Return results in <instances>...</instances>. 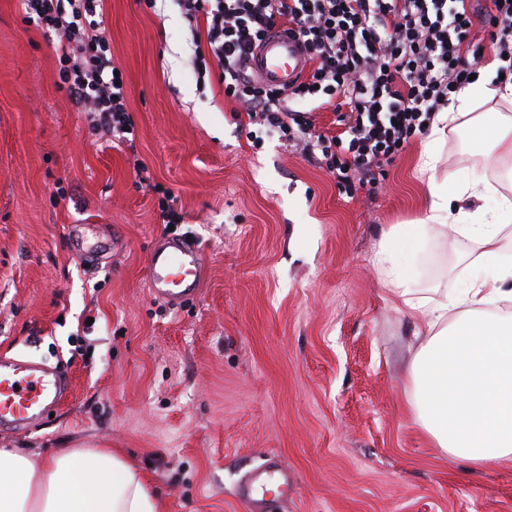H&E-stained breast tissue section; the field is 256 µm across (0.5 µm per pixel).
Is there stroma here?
I'll return each mask as SVG.
<instances>
[{
  "mask_svg": "<svg viewBox=\"0 0 512 512\" xmlns=\"http://www.w3.org/2000/svg\"><path fill=\"white\" fill-rule=\"evenodd\" d=\"M133 144L78 111L56 39L0 0V356L63 368L68 396L0 446L98 443L156 483L167 512H247L257 470H288L266 512H512V467L477 470L434 448L409 409L415 320L374 264L390 225L428 207L415 137L372 193L348 198L315 155L265 138L201 85L174 0H106ZM465 123L440 177L469 176ZM184 220L158 218L154 185ZM191 238L208 278L173 310L151 295L158 234ZM475 244L414 247L416 288L456 290Z\"/></svg>",
  "mask_w": 512,
  "mask_h": 512,
  "instance_id": "obj_1",
  "label": "stroma"
}]
</instances>
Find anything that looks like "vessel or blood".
I'll use <instances>...</instances> for the list:
<instances>
[{
  "label": "vessel or blood",
  "instance_id": "vessel-or-blood-1",
  "mask_svg": "<svg viewBox=\"0 0 512 512\" xmlns=\"http://www.w3.org/2000/svg\"><path fill=\"white\" fill-rule=\"evenodd\" d=\"M309 64L302 43L287 30L268 36L250 61L259 79L290 87ZM148 283L156 298L173 307L196 299L207 268L201 249L188 241L157 235L147 257ZM69 390L66 373L48 370L32 359L0 358V424L27 429Z\"/></svg>",
  "mask_w": 512,
  "mask_h": 512
}]
</instances>
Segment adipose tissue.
Returning <instances> with one entry per match:
<instances>
[{
    "label": "adipose tissue",
    "instance_id": "1",
    "mask_svg": "<svg viewBox=\"0 0 512 512\" xmlns=\"http://www.w3.org/2000/svg\"><path fill=\"white\" fill-rule=\"evenodd\" d=\"M494 77L487 70L437 113L420 163L427 211L391 225L374 256L394 300L417 316L416 333L425 339L409 370L411 413L435 447L480 470L512 463V262L503 258L512 199L502 198L497 212L486 215L478 203L493 191L487 178L449 186L438 176L436 146L465 116L482 168L512 162V117L475 111L498 99L512 102V82L497 85ZM450 230L476 244L480 275L452 294H417L407 244ZM0 512H165V504L149 478L111 449L85 445L42 456L0 448Z\"/></svg>",
    "mask_w": 512,
    "mask_h": 512
}]
</instances>
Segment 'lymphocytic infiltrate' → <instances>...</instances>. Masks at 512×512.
<instances>
[{"label":"lymphocytic infiltrate","mask_w":512,"mask_h":512,"mask_svg":"<svg viewBox=\"0 0 512 512\" xmlns=\"http://www.w3.org/2000/svg\"><path fill=\"white\" fill-rule=\"evenodd\" d=\"M105 0H22L29 19L56 37L59 76L98 127L124 134L133 121L122 73L105 35ZM190 27H204L198 75L218 70L224 96L269 133L319 151L347 196L385 176L452 94L478 73L482 49L469 38L481 20L498 73L512 81V0H176ZM312 61L301 83L281 90L254 78L248 62L278 27ZM334 112L341 135L314 136L308 109Z\"/></svg>","instance_id":"lymphocytic-infiltrate-1"}]
</instances>
